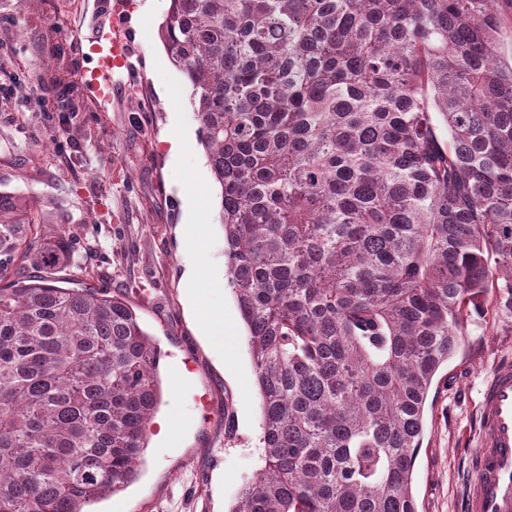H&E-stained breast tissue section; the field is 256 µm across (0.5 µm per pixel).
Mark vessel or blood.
<instances>
[{
  "mask_svg": "<svg viewBox=\"0 0 512 512\" xmlns=\"http://www.w3.org/2000/svg\"><path fill=\"white\" fill-rule=\"evenodd\" d=\"M87 63L78 76L95 96L108 100L116 76L130 67V48L116 24L99 25L85 38ZM478 446L465 487L467 512H512V363L498 365L487 380L478 406Z\"/></svg>",
  "mask_w": 512,
  "mask_h": 512,
  "instance_id": "1",
  "label": "vessel or blood"
}]
</instances>
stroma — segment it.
I'll use <instances>...</instances> for the list:
<instances>
[{
    "mask_svg": "<svg viewBox=\"0 0 512 512\" xmlns=\"http://www.w3.org/2000/svg\"><path fill=\"white\" fill-rule=\"evenodd\" d=\"M37 0L22 12L0 0V50L46 63L39 77L11 85L21 112H0V192L25 197L36 223L63 226L73 265L54 270L67 288L124 296L164 352L162 401L148 426L138 479L101 512H230L244 483L263 467L259 397L247 331L232 288L224 290V327L232 347L217 355L200 330L185 284L183 198L196 187L206 198L208 259L225 270L218 188L199 142L190 88L180 102L162 83L180 81L160 39L169 0ZM115 20L131 43L132 65L109 103L73 81L66 103L47 89L54 72L85 65L83 38ZM185 136L179 157L170 139ZM512 360V311L487 303L475 315L462 349L436 379L415 463L419 512H465L468 460L476 446L481 390L498 361ZM177 418V445L160 436Z\"/></svg>",
    "mask_w": 512,
    "mask_h": 512,
    "instance_id": "stroma-1",
    "label": "stroma"
}]
</instances>
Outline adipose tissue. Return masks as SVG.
<instances>
[{"instance_id":"adipose-tissue-1","label":"adipose tissue","mask_w":512,"mask_h":512,"mask_svg":"<svg viewBox=\"0 0 512 512\" xmlns=\"http://www.w3.org/2000/svg\"><path fill=\"white\" fill-rule=\"evenodd\" d=\"M189 219L184 226L188 262L185 277L201 317L202 330L213 348L224 351L229 340L224 334L222 295L224 280L207 263L209 236L204 223V200L198 194L186 197Z\"/></svg>"}]
</instances>
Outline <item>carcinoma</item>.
I'll return each instance as SVG.
<instances>
[{"label": "carcinoma", "instance_id": "1", "mask_svg": "<svg viewBox=\"0 0 512 512\" xmlns=\"http://www.w3.org/2000/svg\"><path fill=\"white\" fill-rule=\"evenodd\" d=\"M505 0H170L248 329L265 466L231 512H418L426 404L490 294L512 311ZM0 194V512L135 480L161 351Z\"/></svg>", "mask_w": 512, "mask_h": 512}]
</instances>
